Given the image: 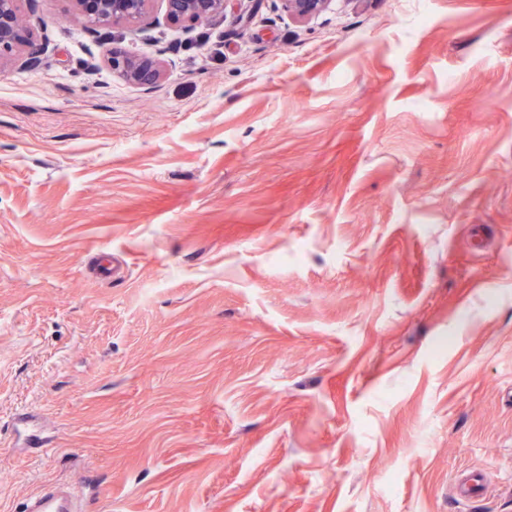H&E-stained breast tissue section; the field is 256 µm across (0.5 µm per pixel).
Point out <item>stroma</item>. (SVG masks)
Instances as JSON below:
<instances>
[{
	"label": "stroma",
	"mask_w": 512,
	"mask_h": 512,
	"mask_svg": "<svg viewBox=\"0 0 512 512\" xmlns=\"http://www.w3.org/2000/svg\"><path fill=\"white\" fill-rule=\"evenodd\" d=\"M20 17L0 512L56 480L93 512H512V0ZM288 12L297 20L304 21L324 10L331 0H283ZM108 61L112 71L119 72L128 82L145 88L156 84L162 74L157 61L131 57L118 48L112 47Z\"/></svg>",
	"instance_id": "35a3bbf8"
}]
</instances>
